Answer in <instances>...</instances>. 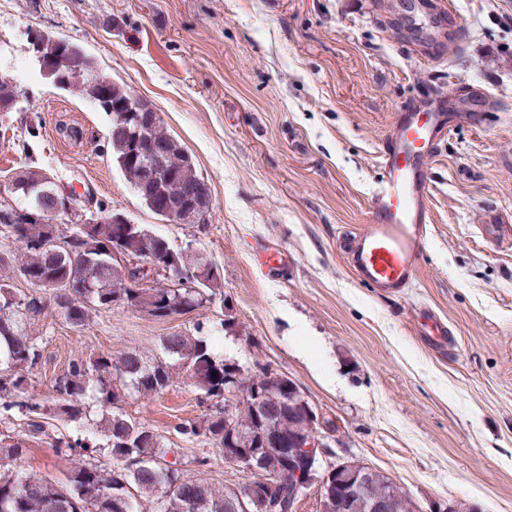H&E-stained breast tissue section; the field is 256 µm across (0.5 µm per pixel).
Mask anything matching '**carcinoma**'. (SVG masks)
Listing matches in <instances>:
<instances>
[{
	"label": "carcinoma",
	"mask_w": 512,
	"mask_h": 512,
	"mask_svg": "<svg viewBox=\"0 0 512 512\" xmlns=\"http://www.w3.org/2000/svg\"><path fill=\"white\" fill-rule=\"evenodd\" d=\"M95 62L87 58L86 69L71 75L61 85L77 95L96 100L93 82ZM138 104L140 100L127 86L110 88L109 104L98 103L99 109L117 114L114 104ZM149 140L165 147L168 171L174 180L160 178L158 191L176 193V182L200 178L194 163L178 140L160 122L148 130ZM108 144L112 160L131 187L143 179L139 164H129L131 138L126 129L112 122ZM44 168L26 165L10 171L0 181V212L15 210L31 219L14 225L11 232L16 248L0 252V407L14 410L27 418L30 436L48 435L51 421L77 422L87 413L86 398L92 397L102 407H117L125 390L140 398H153L165 392L174 380L183 378L194 387L200 402L214 410L197 418L180 422L174 431L185 442L207 441L219 456H224V369L240 371V382L257 385L267 392L268 404L277 407L282 400L284 380L264 372L258 374L218 356L208 339L189 331L176 332L162 339L163 351L173 357L169 362H149L135 350L109 352L87 364L73 360L59 379L57 397L47 404L29 391V372L38 359L36 345L29 333L31 320L42 315L47 296L52 295L65 320L83 326L91 312L127 307L143 315L165 319L169 313L187 315L224 302L223 283L213 276L211 283H201L198 276L207 274L206 258L199 251L185 248L176 251L183 268L182 288H172L170 279L162 276L148 288H123L121 284L137 278L138 270L120 264L107 266L103 272L94 269V261L112 259V209L97 204L87 210L102 223L98 229L84 231L69 227L62 231L46 220L71 217L61 212L50 218L55 186L42 180ZM69 241L71 251L50 254L42 247L44 237ZM126 253L138 256L149 250H172L168 241L152 231L131 235L118 243ZM18 271L32 291L18 295L9 284L7 268ZM235 418L242 444H252L258 427L253 406L246 401L235 405ZM107 442L86 444L87 453H105L111 463H95L83 458L73 459L68 483L62 485L47 477L25 475L21 463L26 443L0 439V512H115L112 503L121 504V512H142V503L159 504L157 512H235L236 491L216 485L205 476L212 466L208 457L183 461L184 467L166 461L171 452L166 437L154 432L129 416L116 411L101 423ZM194 465V470L187 469ZM378 492L391 502L390 512H409L410 497L389 477L378 475ZM288 500V482L273 483L265 494V502Z\"/></svg>",
	"instance_id": "obj_1"
}]
</instances>
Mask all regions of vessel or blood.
<instances>
[{"instance_id": "b4317fda", "label": "vessel or blood", "mask_w": 512, "mask_h": 512, "mask_svg": "<svg viewBox=\"0 0 512 512\" xmlns=\"http://www.w3.org/2000/svg\"><path fill=\"white\" fill-rule=\"evenodd\" d=\"M457 118L439 97L408 103L395 114L380 155L383 177L370 201V222L345 250L357 281L380 295L399 296L420 273L431 224L427 163ZM417 316L434 345L445 346L440 316L427 307Z\"/></svg>"}]
</instances>
